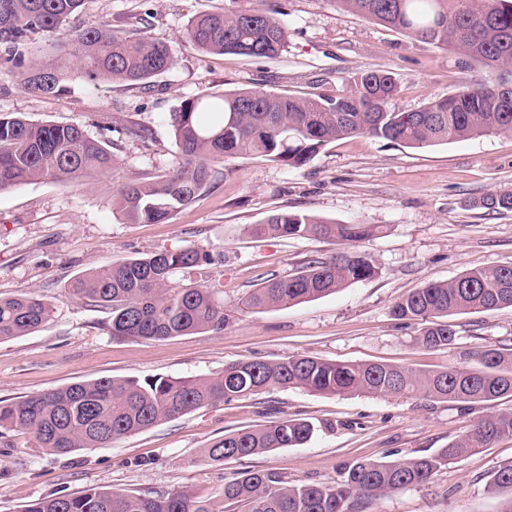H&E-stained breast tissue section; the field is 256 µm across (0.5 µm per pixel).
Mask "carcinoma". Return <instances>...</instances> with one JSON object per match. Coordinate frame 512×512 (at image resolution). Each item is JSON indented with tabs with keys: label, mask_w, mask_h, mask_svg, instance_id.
<instances>
[{
	"label": "carcinoma",
	"mask_w": 512,
	"mask_h": 512,
	"mask_svg": "<svg viewBox=\"0 0 512 512\" xmlns=\"http://www.w3.org/2000/svg\"><path fill=\"white\" fill-rule=\"evenodd\" d=\"M348 10L400 30L437 48H453L461 65L486 72L448 97L418 110L389 107L398 84L387 71H364L344 94L303 99L262 90H238L192 98L169 116L177 151L155 180L129 182L118 191L127 224H158L193 203L214 177L218 163L241 154L301 167L327 144L365 135L423 148L492 134L512 133V90L503 102L493 90L512 71V0H339ZM83 0H0V62L25 67L27 90L52 95L62 90L63 66L74 60L90 82L102 79L145 83L171 68L163 42L117 34L91 24L60 56L25 62L32 36L52 32L79 11ZM188 43L200 51L246 58H276L288 31L278 11L263 4L192 18ZM117 159L104 141L77 125L32 122L0 113V191L38 179L67 185L89 172L107 174ZM487 209L512 210V189L480 201ZM258 232L273 237L318 236L343 247L335 256L313 258L300 271L265 281L245 299L248 309L308 302L368 280L374 260L356 244L380 232L376 224H340L302 212L269 216ZM212 261L194 246L133 257L92 270L68 287L109 314L114 337L163 339L224 329L227 317L217 291L193 282L171 284ZM512 307V266L471 269L446 281L411 290L391 308L394 319L420 326L417 340L441 348L456 339L450 317ZM52 306L21 293L0 297V340L24 336L51 317ZM274 389L313 393L424 397L457 404L461 411L487 408L512 398V349L489 348L440 372H420L383 363H344L312 356L277 361L242 360L208 377H101L33 394L0 399V436L30 433L38 447L68 455L102 448L156 424ZM313 425L285 415L265 426L227 433L205 449L211 462L240 459L306 443ZM512 437V412L492 411L468 425L445 448L429 455L389 461H358L345 480L323 486L288 483L272 473L247 471L224 483V501L246 512H357L358 501L430 482L461 457ZM23 512H216L189 489L137 494L91 488L76 496L43 498Z\"/></svg>",
	"instance_id": "cac0c4a2"
}]
</instances>
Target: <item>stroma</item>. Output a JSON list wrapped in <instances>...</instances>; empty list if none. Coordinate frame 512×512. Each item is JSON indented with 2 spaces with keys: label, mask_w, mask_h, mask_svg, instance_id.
Here are the masks:
<instances>
[{
  "label": "stroma",
  "mask_w": 512,
  "mask_h": 512,
  "mask_svg": "<svg viewBox=\"0 0 512 512\" xmlns=\"http://www.w3.org/2000/svg\"><path fill=\"white\" fill-rule=\"evenodd\" d=\"M258 0H84L58 31L35 35L26 57L51 58L59 42L92 23L117 33L143 32L167 43L171 69L149 83L85 81L69 70L56 96L25 89L21 70L0 68V113L74 124L104 139L118 160L109 174L64 186L41 179L0 192V296L34 291L52 316L36 331L0 341V398H18L101 377H207L243 360L306 355L332 361L385 363L438 372L494 347L512 348V308L455 316L454 345L428 350L416 325L390 309L411 289L473 268L512 265V211L478 205L512 189V134L425 148L369 136L334 141L307 165L292 168L238 156L218 167L197 200L161 224H127L113 198L121 184L163 174L176 150L168 123L186 100L261 89L297 97L334 96L365 70L391 72L393 106L420 109L478 78L446 49L422 43L348 11L340 0H269L283 13L288 42L274 59L201 52L185 40L191 18L231 11ZM132 127L147 138L129 136ZM306 212L341 224H378L382 233L360 246L376 261L370 280L290 307L260 312L243 301L263 280L297 271L335 245L314 237L254 234L281 211ZM193 245L213 261L188 281L215 288L229 317L222 331L160 340L117 339L108 316L67 294L88 270L131 257ZM314 426L310 441L256 456L211 462L203 448L224 434L277 419ZM455 404L384 395L330 396L279 389L197 410L104 448L54 455L25 433L0 446V512H22L46 497L89 488L142 494L186 487L222 502L224 484L248 470L295 482L331 485L363 459L392 460L446 447L484 415ZM512 464V438L461 458L429 483L362 502L360 512H504L512 489L492 487Z\"/></svg>",
  "instance_id": "35a3bbf8"
}]
</instances>
